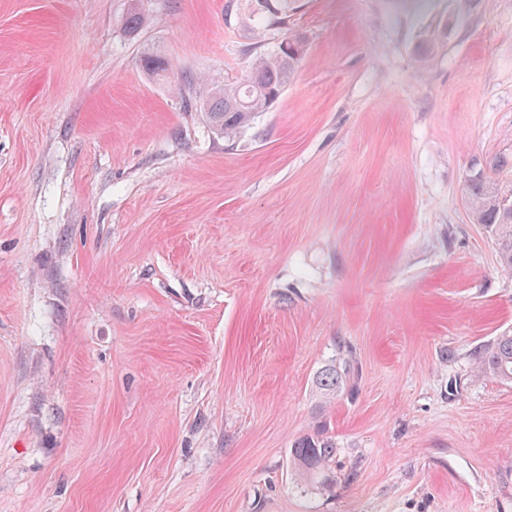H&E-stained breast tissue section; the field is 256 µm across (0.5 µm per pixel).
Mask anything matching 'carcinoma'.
<instances>
[{
  "mask_svg": "<svg viewBox=\"0 0 512 512\" xmlns=\"http://www.w3.org/2000/svg\"><path fill=\"white\" fill-rule=\"evenodd\" d=\"M254 15L266 14L275 23H284L292 10L293 0H252ZM145 19L138 5L129 4L122 18L124 31L135 37ZM305 53V44L297 35L288 37V50L276 49L256 57L244 78L237 84H213L207 95L196 102H188L203 112L212 128L219 134L231 137L249 124L254 113L266 112L279 99L288 79ZM251 104L252 111H243L244 104ZM503 196H511V189H504L494 179L473 178L468 185V201L472 219L483 225L493 239L501 266L512 272V214L504 212L500 205ZM351 361L343 356L324 366L315 378V386L327 399H335L348 386ZM475 372L483 377L512 383V331L508 330L493 338L476 352ZM294 466L310 483L327 489L332 486L329 477L331 463L336 458V443L317 428L298 438L290 450Z\"/></svg>",
  "mask_w": 512,
  "mask_h": 512,
  "instance_id": "cac0c4a2",
  "label": "carcinoma"
}]
</instances>
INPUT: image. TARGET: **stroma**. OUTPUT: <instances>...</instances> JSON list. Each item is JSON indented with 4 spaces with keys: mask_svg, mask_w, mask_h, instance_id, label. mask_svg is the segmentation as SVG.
Returning a JSON list of instances; mask_svg holds the SVG:
<instances>
[{
    "mask_svg": "<svg viewBox=\"0 0 512 512\" xmlns=\"http://www.w3.org/2000/svg\"><path fill=\"white\" fill-rule=\"evenodd\" d=\"M128 3L0 0V512H512V383L472 371L512 273L467 199L512 186V0H138L135 39ZM292 33L235 138L187 107ZM320 421L328 494L289 456ZM251 2H254V16L266 14L274 23H285L288 12L293 9L292 0H251ZM351 361L343 356L324 366L315 378V386L326 399L343 394L350 379Z\"/></svg>",
    "mask_w": 512,
    "mask_h": 512,
    "instance_id": "35a3bbf8",
    "label": "stroma"
}]
</instances>
